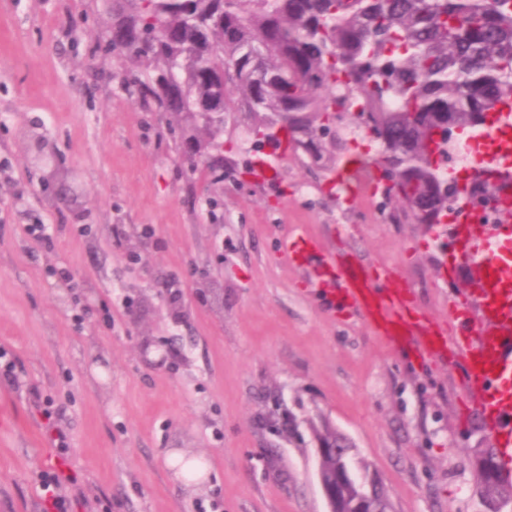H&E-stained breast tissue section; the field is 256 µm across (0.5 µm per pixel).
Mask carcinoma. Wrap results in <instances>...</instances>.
<instances>
[{"label": "carcinoma", "mask_w": 512, "mask_h": 512, "mask_svg": "<svg viewBox=\"0 0 512 512\" xmlns=\"http://www.w3.org/2000/svg\"><path fill=\"white\" fill-rule=\"evenodd\" d=\"M107 39L101 50L120 59L125 89L151 112L179 118V149L197 153L191 172L224 168L215 154L224 117L253 116L261 144L276 139L284 113L309 114L314 141L333 131L321 167L347 149L333 114L379 117L388 139L376 140L384 199L401 213L423 204L428 223L448 217L461 195L460 175L425 159L435 131L452 121L482 127L474 98L512 97V0H102ZM160 30L153 44L141 35ZM265 56L267 80L241 77L223 92L224 72Z\"/></svg>", "instance_id": "carcinoma-1"}]
</instances>
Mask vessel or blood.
<instances>
[{
	"label": "vessel or blood",
	"mask_w": 512,
	"mask_h": 512,
	"mask_svg": "<svg viewBox=\"0 0 512 512\" xmlns=\"http://www.w3.org/2000/svg\"><path fill=\"white\" fill-rule=\"evenodd\" d=\"M492 132L505 154L500 161H480L476 167L497 189L499 221L481 234L461 228L453 233L455 253L472 268L479 318L465 311L447 320L411 318L408 285L396 281L377 287L369 266L325 249L305 231L283 240L281 254L306 280L352 307L393 349L461 358L464 385L477 393L495 447L512 451V255L501 250L512 243V127L496 122Z\"/></svg>",
	"instance_id": "1"
}]
</instances>
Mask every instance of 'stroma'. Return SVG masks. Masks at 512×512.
Returning a JSON list of instances; mask_svg holds the SVG:
<instances>
[{"label": "stroma", "instance_id": "obj_1", "mask_svg": "<svg viewBox=\"0 0 512 512\" xmlns=\"http://www.w3.org/2000/svg\"><path fill=\"white\" fill-rule=\"evenodd\" d=\"M100 5L0 0V346L15 365L0 378V512H327L326 427L394 512H485L470 460L493 437L459 363L383 344L279 247L303 228L391 268L422 317L475 311L469 265L444 273L434 227L343 185L367 157L359 130L335 169L258 166L235 112L233 176L192 177L169 115L96 52ZM39 221L51 240L36 245L22 227ZM173 452L208 478L173 481ZM58 471L68 479L46 497L40 477Z\"/></svg>", "mask_w": 512, "mask_h": 512}]
</instances>
